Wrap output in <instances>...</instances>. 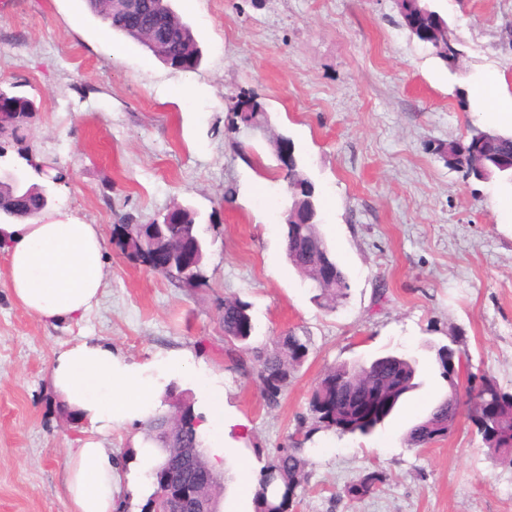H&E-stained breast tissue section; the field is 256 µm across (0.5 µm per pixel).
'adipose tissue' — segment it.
I'll list each match as a JSON object with an SVG mask.
<instances>
[{
    "label": "adipose tissue",
    "instance_id": "obj_1",
    "mask_svg": "<svg viewBox=\"0 0 512 512\" xmlns=\"http://www.w3.org/2000/svg\"><path fill=\"white\" fill-rule=\"evenodd\" d=\"M0 250L8 259L5 288L39 321L77 319L98 304L104 252L99 225L48 222L40 215L20 224H0ZM190 371L180 355L150 367L127 363L91 336L58 351L50 384L85 432L80 446L70 449L64 472L72 512H114L120 476L102 435L126 421L145 419L170 375ZM200 383L209 408L199 430L218 448L224 442V386L215 376Z\"/></svg>",
    "mask_w": 512,
    "mask_h": 512
}]
</instances>
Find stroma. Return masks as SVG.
Returning a JSON list of instances; mask_svg holds the SVG:
<instances>
[{
  "label": "stroma",
  "instance_id": "obj_1",
  "mask_svg": "<svg viewBox=\"0 0 512 512\" xmlns=\"http://www.w3.org/2000/svg\"><path fill=\"white\" fill-rule=\"evenodd\" d=\"M456 34L449 67L412 38L397 0H171L202 53L198 71L166 66L110 33L85 0H0V86L37 110L21 148L68 175L46 217L100 225V302L80 320L38 321L4 288L0 254V512H70L68 449L83 433L51 388L65 344L93 336L130 363L177 351L196 403L197 376L224 377L226 488L220 512H255L265 455L311 423L308 402L342 362L404 353L420 385L370 435L320 432L292 512H512V462L493 459L468 416L447 437L408 447L406 431L448 391L439 347L469 357L471 386L512 391V226L490 204L512 184L448 168L438 148L494 126L472 96L487 77L512 93V0H429ZM262 103L268 126L227 132L229 100ZM289 137L315 187L321 232L349 278L345 303L319 307L286 258L290 204L274 136ZM191 207L206 242L200 288H177L112 242L113 225ZM250 306L252 342L293 331L309 354L268 409L257 382L224 354L225 298ZM131 421L105 438L123 471L119 500L141 512L153 487L125 460L141 447ZM387 480L354 502L342 491L369 471Z\"/></svg>",
  "mask_w": 512,
  "mask_h": 512
}]
</instances>
